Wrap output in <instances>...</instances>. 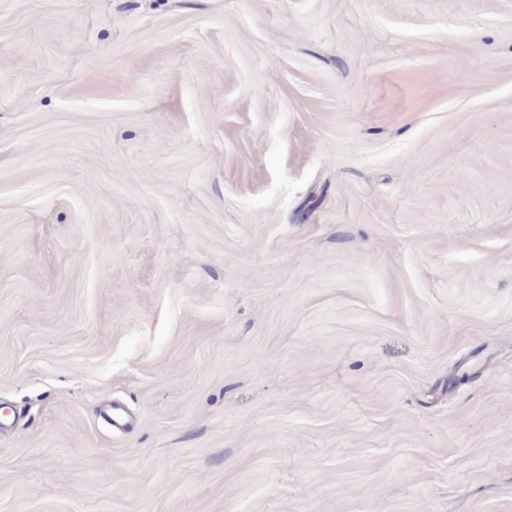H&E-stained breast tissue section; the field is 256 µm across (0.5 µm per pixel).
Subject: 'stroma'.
Masks as SVG:
<instances>
[{
	"instance_id": "35a3bbf8",
	"label": "stroma",
	"mask_w": 512,
	"mask_h": 512,
	"mask_svg": "<svg viewBox=\"0 0 512 512\" xmlns=\"http://www.w3.org/2000/svg\"><path fill=\"white\" fill-rule=\"evenodd\" d=\"M0 407V512H512V0H0Z\"/></svg>"
}]
</instances>
